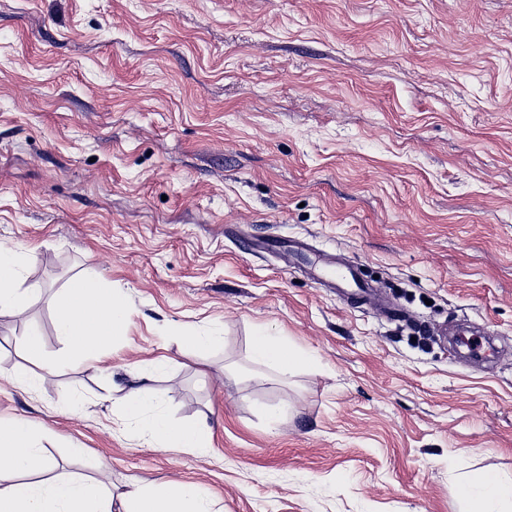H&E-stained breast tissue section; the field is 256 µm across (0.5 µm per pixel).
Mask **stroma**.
<instances>
[{
	"label": "stroma",
	"instance_id": "obj_1",
	"mask_svg": "<svg viewBox=\"0 0 512 512\" xmlns=\"http://www.w3.org/2000/svg\"><path fill=\"white\" fill-rule=\"evenodd\" d=\"M0 241L33 291L0 316V419L58 473L218 512H463L460 480L512 474V0H0ZM331 256L377 298L323 285ZM86 272L129 324L73 362L54 304ZM257 325L323 370L250 379ZM33 326L59 362L24 390ZM160 357L162 410L209 447L136 435L126 369ZM116 512H217L192 484L168 482L132 485L118 495Z\"/></svg>",
	"mask_w": 512,
	"mask_h": 512
}]
</instances>
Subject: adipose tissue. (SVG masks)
Instances as JSON below:
<instances>
[{
    "mask_svg": "<svg viewBox=\"0 0 512 512\" xmlns=\"http://www.w3.org/2000/svg\"><path fill=\"white\" fill-rule=\"evenodd\" d=\"M23 261L16 246L0 242V314L22 311L31 301L30 289L22 285ZM128 320L124 301L92 276L72 280L55 302V327L67 342V358L74 361L98 359L104 346L125 335ZM23 343L37 367L19 366L9 373L6 380L15 387L38 384L39 370H51L57 363L56 356L45 351L38 332H30ZM248 357L255 366L284 379L319 367L314 354L295 348L262 325L252 332ZM163 365V360H156L153 369ZM153 369L136 373L138 385L128 394V409L139 420L140 437L159 449L207 447L204 419L175 422L161 409L149 387ZM56 467L39 446L30 420H0V473L16 477L0 488V512H214L192 484L141 482L116 495L96 480L50 478ZM458 494L464 512H512V476L488 475L460 485Z\"/></svg>",
    "mask_w": 512,
    "mask_h": 512,
    "instance_id": "ef3b65f1",
    "label": "adipose tissue"
}]
</instances>
